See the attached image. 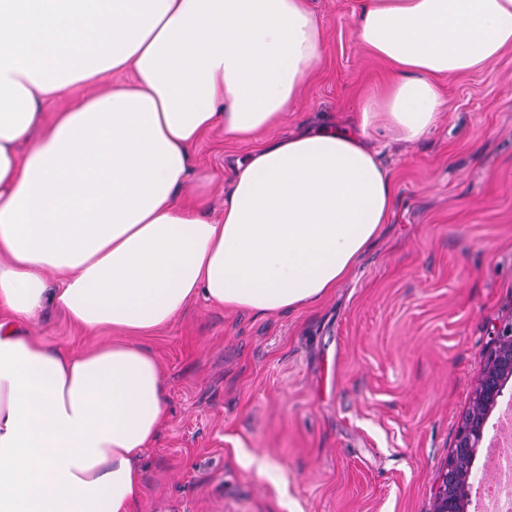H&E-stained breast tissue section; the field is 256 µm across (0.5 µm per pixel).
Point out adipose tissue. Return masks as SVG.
<instances>
[{
    "instance_id": "ef3b65f1",
    "label": "adipose tissue",
    "mask_w": 512,
    "mask_h": 512,
    "mask_svg": "<svg viewBox=\"0 0 512 512\" xmlns=\"http://www.w3.org/2000/svg\"><path fill=\"white\" fill-rule=\"evenodd\" d=\"M353 31L388 79L346 127L258 141L210 218L181 196L192 151L283 121L323 57L310 0H0V512H131L170 414L140 337L199 298L328 297L390 214L372 137L425 138L440 79L512 48V0H361ZM49 305L120 338L73 353L22 332Z\"/></svg>"
}]
</instances>
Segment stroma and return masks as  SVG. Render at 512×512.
<instances>
[{
	"label": "stroma",
	"instance_id": "35a3bbf8",
	"mask_svg": "<svg viewBox=\"0 0 512 512\" xmlns=\"http://www.w3.org/2000/svg\"><path fill=\"white\" fill-rule=\"evenodd\" d=\"M324 56L270 137L333 126L384 65L355 38L359 0H312ZM422 141L379 138L392 209L353 274L309 307L260 316L199 299L141 337L170 416L138 467L133 512H431L484 361L512 321V51L443 80ZM208 133L194 162L224 211L232 159ZM33 333L81 352L111 342L49 308ZM274 461L269 472L263 460Z\"/></svg>",
	"mask_w": 512,
	"mask_h": 512
}]
</instances>
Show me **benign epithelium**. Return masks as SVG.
<instances>
[{
  "label": "benign epithelium",
  "instance_id": "1",
  "mask_svg": "<svg viewBox=\"0 0 512 512\" xmlns=\"http://www.w3.org/2000/svg\"><path fill=\"white\" fill-rule=\"evenodd\" d=\"M511 381L512 323L501 331L484 363L470 408L462 418L456 448L436 492L432 512H467L474 459L488 433L489 417L499 406L504 389Z\"/></svg>",
  "mask_w": 512,
  "mask_h": 512
}]
</instances>
